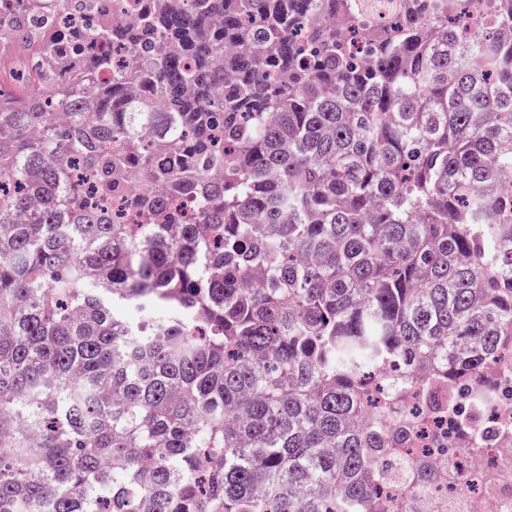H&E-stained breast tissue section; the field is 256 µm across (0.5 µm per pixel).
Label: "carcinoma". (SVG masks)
I'll return each instance as SVG.
<instances>
[{
	"label": "carcinoma",
	"mask_w": 512,
	"mask_h": 512,
	"mask_svg": "<svg viewBox=\"0 0 512 512\" xmlns=\"http://www.w3.org/2000/svg\"><path fill=\"white\" fill-rule=\"evenodd\" d=\"M358 8L0 15V512H390L512 376V0ZM471 1H462L467 6L458 10L464 16L460 20V24L470 35H478L483 27L489 24V19L487 18L489 12L484 10L483 7L487 0H478V4Z\"/></svg>",
	"instance_id": "1"
}]
</instances>
